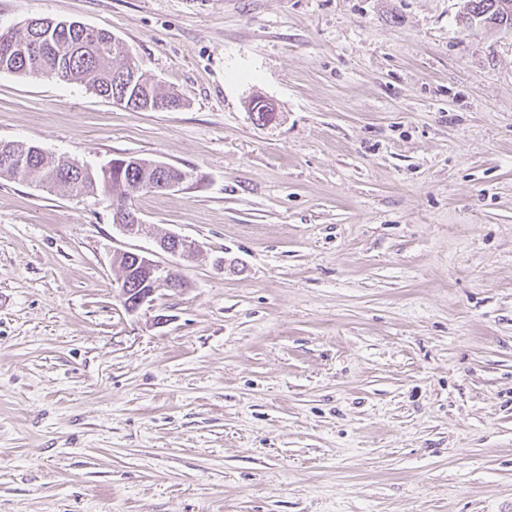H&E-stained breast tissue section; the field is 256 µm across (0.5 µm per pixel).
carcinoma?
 Wrapping results in <instances>:
<instances>
[{"label":"carcinoma","mask_w":512,"mask_h":512,"mask_svg":"<svg viewBox=\"0 0 512 512\" xmlns=\"http://www.w3.org/2000/svg\"><path fill=\"white\" fill-rule=\"evenodd\" d=\"M12 52L0 48V71L19 75H34L65 84H84L105 98L127 97L137 104L132 109L144 112L170 111L178 108L181 97L160 91L148 79L135 89L118 82L117 76L127 68L131 59L125 45L112 42L110 32L100 29L87 33L82 27H63L60 22L46 18L31 20L22 32L9 37ZM24 155L23 166L0 164V177L24 181L32 175L40 177L49 190H65L83 195L121 193L129 181L149 183L153 173L144 165L113 172L111 181L82 174L80 168L65 160L55 161L45 154H31L30 149L11 147Z\"/></svg>","instance_id":"cac0c4a2"}]
</instances>
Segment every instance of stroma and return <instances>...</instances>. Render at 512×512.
I'll use <instances>...</instances> for the list:
<instances>
[{"mask_svg":"<svg viewBox=\"0 0 512 512\" xmlns=\"http://www.w3.org/2000/svg\"><path fill=\"white\" fill-rule=\"evenodd\" d=\"M463 5L0 0L185 101L0 72V141L187 174L150 238L0 178V512H512V27ZM118 251L182 287L128 311ZM157 248L167 254L189 260L195 255L197 245L195 242L181 236L169 235L158 238Z\"/></svg>","mask_w":512,"mask_h":512,"instance_id":"obj_1","label":"stroma"}]
</instances>
